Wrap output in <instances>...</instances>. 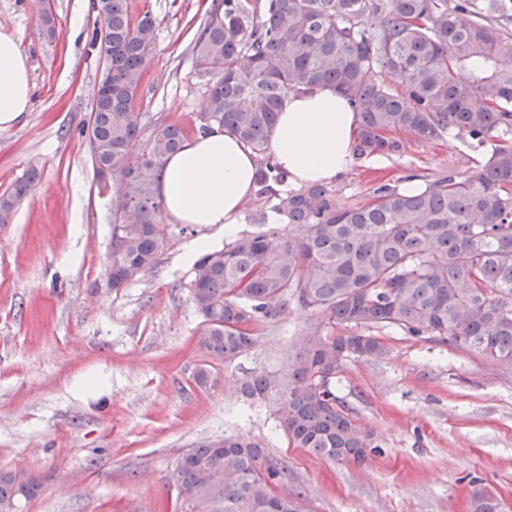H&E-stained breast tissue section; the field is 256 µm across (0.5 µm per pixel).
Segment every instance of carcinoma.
<instances>
[{"instance_id":"1","label":"carcinoma","mask_w":512,"mask_h":512,"mask_svg":"<svg viewBox=\"0 0 512 512\" xmlns=\"http://www.w3.org/2000/svg\"><path fill=\"white\" fill-rule=\"evenodd\" d=\"M213 2L192 49L208 95L194 130L219 126L255 153L256 193L269 210L249 217L260 231L194 263L200 347L232 361L256 343L251 325L284 315L292 302L310 311L288 381L256 373L241 393L277 396L280 426L296 447L361 462L380 445L321 374L340 372L351 356L382 357L386 347L336 328L448 336L512 364V0ZM93 8L101 24L90 45L103 67L83 132L94 175L106 168L119 178L112 238L121 249L112 251L109 276L119 288L168 245L156 177L187 130L137 110L155 17L131 19L125 0H93ZM316 86L334 87L357 113L360 158L400 152L399 134L431 141L453 132L490 152L473 173H442L414 194L380 183L348 204L321 183L288 188L270 137L288 95ZM37 178L32 168L0 196V224ZM282 224L294 233L283 235ZM286 478L261 442L235 436L188 450L175 468L184 512H297L300 493L288 491ZM40 490L36 478L0 470V508ZM471 512H501V503L477 489Z\"/></svg>"}]
</instances>
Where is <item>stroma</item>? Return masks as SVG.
Returning a JSON list of instances; mask_svg holds the SVG:
<instances>
[{"mask_svg":"<svg viewBox=\"0 0 512 512\" xmlns=\"http://www.w3.org/2000/svg\"><path fill=\"white\" fill-rule=\"evenodd\" d=\"M46 3L51 41L40 30ZM127 6L159 23L141 111L192 126L207 103L192 47L211 0ZM98 21L93 0H0V25L34 83L29 112L0 128V195L26 170L40 173L0 224V470L43 483L15 512H178L179 457L228 435L260 441L287 468L298 512H471L479 488L512 512V365L460 341L377 329L386 355L346 361L336 393L382 451L337 462L296 447L272 401L240 392L251 374L286 375L308 311L258 324L255 345L228 362L199 347L186 253L200 238L223 248L221 226L161 221L169 244L157 264L109 285L116 188L99 186L82 134L102 69L89 46ZM484 155L453 134L407 137L397 155L354 160L332 188L357 203L376 182L468 174Z\"/></svg>","mask_w":512,"mask_h":512,"instance_id":"1","label":"stroma"}]
</instances>
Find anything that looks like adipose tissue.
<instances>
[{"instance_id": "1", "label": "adipose tissue", "mask_w": 512, "mask_h": 512, "mask_svg": "<svg viewBox=\"0 0 512 512\" xmlns=\"http://www.w3.org/2000/svg\"><path fill=\"white\" fill-rule=\"evenodd\" d=\"M33 82L13 35L0 30V127L29 111ZM357 116L346 98L324 86L292 93L278 117L269 149L289 183H330L354 161ZM252 151L220 127L187 140L169 157L156 189L176 224L221 225L236 232L244 202L254 191Z\"/></svg>"}]
</instances>
